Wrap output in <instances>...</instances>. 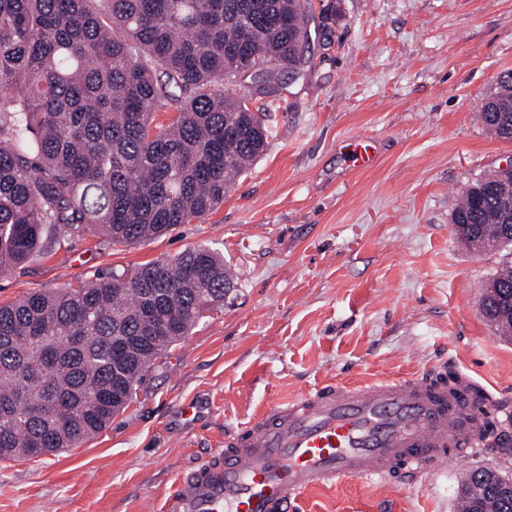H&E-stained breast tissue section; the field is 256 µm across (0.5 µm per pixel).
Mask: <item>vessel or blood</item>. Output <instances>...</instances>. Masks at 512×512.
<instances>
[{
  "instance_id": "b4317fda",
  "label": "vessel or blood",
  "mask_w": 512,
  "mask_h": 512,
  "mask_svg": "<svg viewBox=\"0 0 512 512\" xmlns=\"http://www.w3.org/2000/svg\"><path fill=\"white\" fill-rule=\"evenodd\" d=\"M375 160L372 140H353L354 167ZM499 412L493 394L463 373L451 384L435 373L328 384L226 437L205 465L179 478L162 512H296L315 485L409 479L482 447L480 422Z\"/></svg>"
}]
</instances>
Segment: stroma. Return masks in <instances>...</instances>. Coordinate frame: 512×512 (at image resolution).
Returning a JSON list of instances; mask_svg holds the SVG:
<instances>
[{"mask_svg": "<svg viewBox=\"0 0 512 512\" xmlns=\"http://www.w3.org/2000/svg\"><path fill=\"white\" fill-rule=\"evenodd\" d=\"M313 11L311 69L267 107L265 154L219 210L133 246L91 231L0 275V305L208 244L236 287L146 373L99 436L0 461V512H156L178 476L274 404L331 382L468 373L512 405V341L482 314L504 256L451 223L473 181L512 161L482 104L512 69V0H332ZM377 141L373 167L346 145ZM200 416L187 422L184 405ZM512 478V423L461 462L397 485L348 479L307 491L300 512H455L467 470Z\"/></svg>", "mask_w": 512, "mask_h": 512, "instance_id": "1", "label": "stroma"}]
</instances>
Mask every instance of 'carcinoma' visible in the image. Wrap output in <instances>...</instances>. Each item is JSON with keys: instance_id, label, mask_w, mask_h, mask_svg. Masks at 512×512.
Segmentation results:
<instances>
[{"instance_id": "obj_1", "label": "carcinoma", "mask_w": 512, "mask_h": 512, "mask_svg": "<svg viewBox=\"0 0 512 512\" xmlns=\"http://www.w3.org/2000/svg\"><path fill=\"white\" fill-rule=\"evenodd\" d=\"M311 0H0V274L90 228L134 245L224 204L268 145L264 94L311 64ZM482 119L512 142V70ZM470 249L512 255V190L473 182L451 217ZM483 298L512 297V260ZM233 288L224 254L189 248L0 306V460L80 448L131 401L145 372ZM499 312V311H497ZM512 340L506 311L491 321ZM466 512L512 499L464 480Z\"/></svg>"}]
</instances>
